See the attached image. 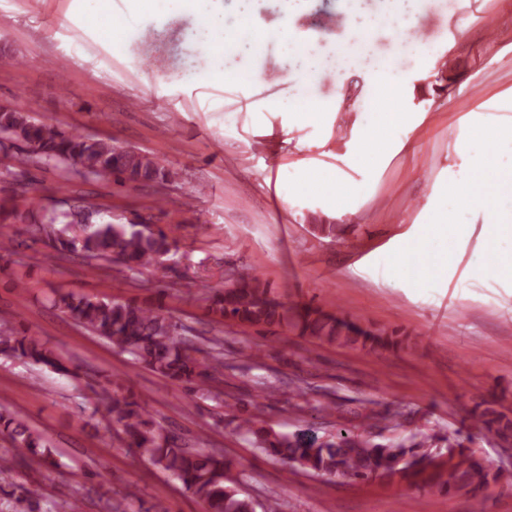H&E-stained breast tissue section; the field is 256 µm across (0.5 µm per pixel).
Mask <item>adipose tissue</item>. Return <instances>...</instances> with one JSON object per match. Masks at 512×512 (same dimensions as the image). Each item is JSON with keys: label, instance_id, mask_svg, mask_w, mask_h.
<instances>
[{"label": "adipose tissue", "instance_id": "obj_1", "mask_svg": "<svg viewBox=\"0 0 512 512\" xmlns=\"http://www.w3.org/2000/svg\"><path fill=\"white\" fill-rule=\"evenodd\" d=\"M430 2L381 0L378 10L367 14L359 0H346L341 34L327 33L320 39L299 35L302 0H288L274 28L253 13L250 0H236L232 10L211 8L201 20L193 37L214 57L228 63L239 57L253 62L241 77L218 69L211 73L213 81L235 85L238 99L252 98L271 86L269 70L259 63L267 40L281 41L302 61L287 78V97L274 94L259 102L279 119L275 144L288 156L287 163L275 168V192L283 210L292 211L307 199L337 223L363 221L364 205L373 197L387 161L397 154L418 161L425 149L424 133L433 126L441 102L473 93L477 83L469 78L458 90L447 91L445 99L431 95L428 79L440 76L454 56L467 50L475 17L470 0H448V27L434 44L414 34ZM369 29L395 34L394 56L373 51L364 38ZM327 71L336 75L331 96L319 92ZM381 103L390 104V111H378ZM497 112H512V88L485 101L481 111L458 115L449 124L446 177L431 186L413 230L388 253L392 274L415 282V241H423L434 253L447 251L462 213L475 222L494 215L503 229L498 247L512 255V169L496 177L489 170L493 161L512 157V121L494 120Z\"/></svg>", "mask_w": 512, "mask_h": 512}]
</instances>
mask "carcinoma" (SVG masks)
Wrapping results in <instances>:
<instances>
[{
	"label": "carcinoma",
	"instance_id": "carcinoma-1",
	"mask_svg": "<svg viewBox=\"0 0 512 512\" xmlns=\"http://www.w3.org/2000/svg\"><path fill=\"white\" fill-rule=\"evenodd\" d=\"M0 149L12 151V165L0 173L3 179L31 167L46 166L60 172L58 192L65 193L74 179L123 183L121 175L145 181H168L173 173L158 161L143 162L130 153L123 163L115 159L112 139L66 132L34 119L17 109L0 112ZM24 209L0 205V223L27 225L30 233L44 242L48 251L43 260L58 256L80 260L91 270L116 265L128 280L150 272L163 282L171 272L169 256L177 253L176 240L165 229L149 224H117L93 205L72 206L69 199L52 200L49 205L37 196L24 197ZM52 307L89 333L112 344L132 360L158 375L192 391L200 399L213 395V384L224 380V340L218 336L190 334L177 330L173 314L161 307L117 301L94 294L76 296L57 292ZM206 308L216 321H231L270 332L291 321L288 308L274 297L257 275H245L225 285L224 291L206 299ZM312 338L328 344H344L390 349L398 341L372 334L319 310L305 309L295 314ZM0 356L73 375L62 356L37 336L10 327L0 332ZM95 393L112 421V431L126 442L138 460L151 463L176 478L198 499L204 512H280L277 495L268 496L259 506L240 492L241 474L231 460L207 448H190L178 436L162 428L132 393L105 376ZM481 428L502 443L512 442V418L491 407L477 417ZM235 430L250 436L253 446L285 466L320 477H343L358 481L375 478L442 482L443 487L471 489L480 494L491 483L512 486V477L492 460L466 448L450 435L445 438L454 449L448 459L434 448L432 437L412 434L407 438L376 442L368 435L340 432L320 443L301 435H287L257 426L252 414L235 415ZM0 434L12 448L0 456V474L25 464L52 466L54 450L46 436L26 418L0 405ZM14 512H45L43 495L36 485H14L8 492Z\"/></svg>",
	"mask_w": 512,
	"mask_h": 512
}]
</instances>
